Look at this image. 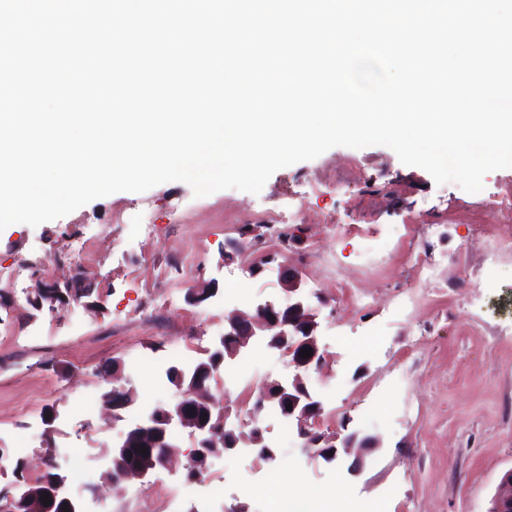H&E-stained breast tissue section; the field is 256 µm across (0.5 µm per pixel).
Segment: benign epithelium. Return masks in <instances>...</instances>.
<instances>
[{
    "label": "benign epithelium",
    "instance_id": "1",
    "mask_svg": "<svg viewBox=\"0 0 512 512\" xmlns=\"http://www.w3.org/2000/svg\"><path fill=\"white\" fill-rule=\"evenodd\" d=\"M280 280L283 289L293 295L295 300L283 307L280 304L266 300L256 305L255 313L251 316H231L224 324V336L233 337L237 340L234 354L249 345L250 340L255 336L273 337L267 341V345L285 350L291 356V361L299 369H309L313 366H320L323 363L324 355L320 353L318 345L316 314L308 304L302 293L304 280L302 273L296 269L280 270ZM55 293H62L58 282H44L39 280L35 283L28 295L29 303L41 302L50 298ZM312 350L308 358L302 357L300 351ZM209 386L205 382L190 387L177 394L176 400L161 412V421L166 426H183L192 429L197 434L196 447L193 453L201 452V446L208 442L217 443L224 440L229 434L227 425L209 429L197 420V411L200 406L208 403ZM259 399L268 403L279 400V404H292V408L283 410L284 415L294 419L298 428V435L305 442V447L312 453L331 463L338 458V454L328 455L330 448L349 449L355 446L361 448L362 454L357 456L348 468L352 475L360 474L365 466V454L376 447L374 438L365 436L357 437L355 434L346 435L340 431L335 433L319 435L311 431L310 420L314 412L321 407V404L303 389L300 378L296 377L292 382L283 384L281 382L267 383L259 392ZM174 451L167 449L164 452L151 457L144 463L131 465L128 463L129 444L122 442L112 449V464L121 471V477L127 480L133 476L143 477L150 471L165 467L169 464ZM64 479L59 477L55 482L47 485L45 493L50 495L51 502L61 499L69 506V512H79L76 503L63 492ZM488 512H512V469L507 471L500 479L495 493L491 499V506Z\"/></svg>",
    "mask_w": 512,
    "mask_h": 512
}]
</instances>
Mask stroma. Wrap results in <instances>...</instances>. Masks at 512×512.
Returning <instances> with one entry per match:
<instances>
[{
  "label": "stroma",
  "mask_w": 512,
  "mask_h": 512,
  "mask_svg": "<svg viewBox=\"0 0 512 512\" xmlns=\"http://www.w3.org/2000/svg\"><path fill=\"white\" fill-rule=\"evenodd\" d=\"M356 168L349 184L336 172ZM512 199V168L490 172L482 191L436 185L422 168L400 162L374 145L333 147L319 157L276 171L259 194L225 189L197 197L183 182L143 193L119 192L32 227L0 231V450L9 461L0 487L16 467L39 475L45 462L78 448L88 459L83 481L65 489L81 512H164V494L178 492L184 512H270L278 482L304 483L321 493L342 490L356 505L379 501L383 512H487L501 476L512 469V257L466 263L475 245L473 225L490 235L512 233L489 212L491 199ZM252 217L258 237H240L235 218ZM151 224L139 232L134 222ZM368 224L358 238L345 227ZM439 225L434 278L416 287L419 251L406 227ZM243 238L239 256L225 261L227 240ZM312 253L301 265V253ZM386 254L377 272L364 273L360 253ZM276 254L301 270L317 313L324 363L303 375L323 403L319 425H347L373 436L378 448L360 475L351 456L333 463L313 457L294 420L265 409L260 421L276 450L267 464L239 448L209 460L206 482L224 488L221 500L185 482L182 466L194 446L179 430L177 464L145 479L115 486L103 473L112 446L175 395L167 369L175 348L186 361L204 357L224 334V316L266 299L287 304L277 270L249 276V266ZM72 282L86 296L58 312L26 300L36 278ZM373 297L357 310L336 287L337 277ZM215 294L193 304L200 282ZM412 287L408 308L390 309L394 285ZM241 290L243 299L230 298ZM249 379L218 374L212 394L225 405L247 404L267 381L291 380L296 369L284 352L251 341L242 352ZM120 362V384L133 401L112 415L87 410L83 399L106 390L105 372Z\"/></svg>",
  "instance_id": "1"
}]
</instances>
